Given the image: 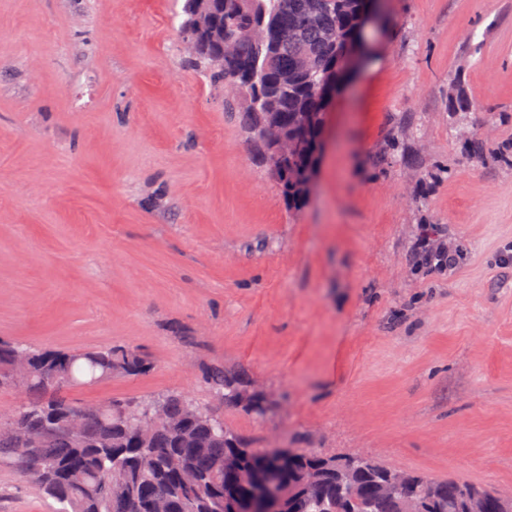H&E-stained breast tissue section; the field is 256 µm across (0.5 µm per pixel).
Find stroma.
I'll return each instance as SVG.
<instances>
[{
    "label": "stroma",
    "mask_w": 512,
    "mask_h": 512,
    "mask_svg": "<svg viewBox=\"0 0 512 512\" xmlns=\"http://www.w3.org/2000/svg\"><path fill=\"white\" fill-rule=\"evenodd\" d=\"M181 7L0 0V340L144 360L70 400L175 392L263 447L512 492V0H386L298 211ZM424 239L456 269L413 266ZM216 367L265 410L211 393ZM53 508L0 465V512Z\"/></svg>",
    "instance_id": "1"
}]
</instances>
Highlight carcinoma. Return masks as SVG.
Instances as JSON below:
<instances>
[{"mask_svg":"<svg viewBox=\"0 0 512 512\" xmlns=\"http://www.w3.org/2000/svg\"><path fill=\"white\" fill-rule=\"evenodd\" d=\"M363 0H185L184 22L213 13L224 37L209 33L190 63L224 87V111L250 135L266 127L297 136L278 186L288 208L309 200L319 166L316 145L326 132V113L347 80L341 45L360 36ZM451 111L470 108L461 76L448 85ZM33 377L29 402L0 415V463L15 469L36 494L61 505L59 512H155L163 501L172 512H399L400 494H382L390 467L361 457L348 482L336 458L298 450L255 448L207 407L178 393L161 395L165 423L146 440L137 436L139 410L155 397L112 401L102 411L69 402L58 392L77 383H97L112 371L137 374L143 360L126 349L79 354L26 348ZM214 393L226 400L246 383L217 369ZM81 416L78 432L70 414ZM411 491L424 512H468L484 488L456 479L419 474Z\"/></svg>","mask_w":512,"mask_h":512,"instance_id":"obj_1","label":"carcinoma"}]
</instances>
